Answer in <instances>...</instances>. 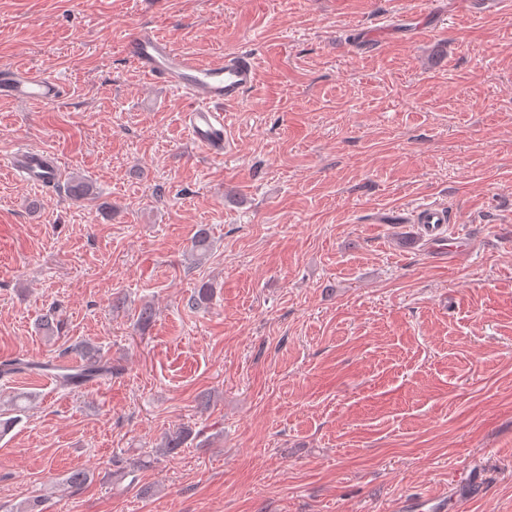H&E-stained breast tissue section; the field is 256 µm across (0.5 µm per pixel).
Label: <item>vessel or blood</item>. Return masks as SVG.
Returning a JSON list of instances; mask_svg holds the SVG:
<instances>
[{
  "label": "vessel or blood",
  "mask_w": 512,
  "mask_h": 512,
  "mask_svg": "<svg viewBox=\"0 0 512 512\" xmlns=\"http://www.w3.org/2000/svg\"><path fill=\"white\" fill-rule=\"evenodd\" d=\"M127 57L155 83L182 93L189 103L186 119L191 140L215 156L224 153L225 105L240 102L255 82L254 57L237 52L218 62H205L178 48L173 41L143 28L125 45ZM64 89L55 79L16 66L0 67V98L19 103L49 104L62 100ZM11 169L22 178L55 185L60 175L58 160L36 147H27L9 159ZM413 223L426 234L445 240L446 207L422 204L412 214Z\"/></svg>",
  "instance_id": "obj_1"
}]
</instances>
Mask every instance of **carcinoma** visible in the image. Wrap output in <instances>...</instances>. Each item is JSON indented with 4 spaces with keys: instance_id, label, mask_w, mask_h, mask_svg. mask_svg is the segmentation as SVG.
<instances>
[{
    "instance_id": "obj_1",
    "label": "carcinoma",
    "mask_w": 512,
    "mask_h": 512,
    "mask_svg": "<svg viewBox=\"0 0 512 512\" xmlns=\"http://www.w3.org/2000/svg\"><path fill=\"white\" fill-rule=\"evenodd\" d=\"M211 248L207 232L199 231L191 243L192 252L198 261H203ZM53 372L55 380L63 387L77 388L95 380L112 375V362L103 359L99 352L86 345L83 347L82 360L74 368L49 362H30L23 358H14L0 363V378L21 372ZM192 431L188 428L177 429L165 438L164 448L170 455L183 447L190 439Z\"/></svg>"
}]
</instances>
